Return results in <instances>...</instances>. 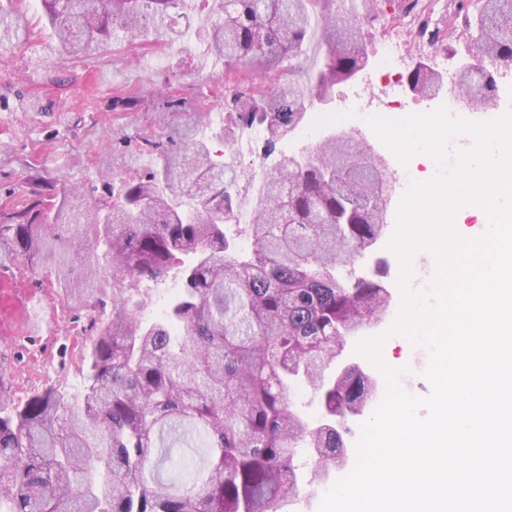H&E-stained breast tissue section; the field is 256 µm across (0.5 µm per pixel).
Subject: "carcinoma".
<instances>
[{
    "label": "carcinoma",
    "instance_id": "1",
    "mask_svg": "<svg viewBox=\"0 0 512 512\" xmlns=\"http://www.w3.org/2000/svg\"><path fill=\"white\" fill-rule=\"evenodd\" d=\"M341 2L220 0L212 12L199 0L212 54L270 78L224 99L225 136L261 126L263 157L277 154L306 112L365 64L360 24ZM42 4L61 49L83 58L122 33L167 28L185 0ZM451 5L479 57L512 66V0ZM30 25L24 10L0 6V46L24 43ZM316 34L322 59L304 73ZM439 75L425 64L407 81L427 95ZM453 77L478 105L496 96L480 67ZM183 134L160 167L108 188L110 205L85 210L65 193L50 213L36 186L30 206L0 213V243L30 262L46 225L84 223L97 226L90 250L112 278L156 281L174 269L179 280L146 324L129 299L112 298L92 323L80 392L48 386L18 403L0 392V512H283L347 462L351 422L377 382L358 364L326 370L391 305L382 267L351 270L383 236V174L363 145L333 136L280 156L241 226L231 170L202 126ZM298 383L319 395L325 417L315 427L293 406ZM177 443L203 449L206 463L173 460Z\"/></svg>",
    "mask_w": 512,
    "mask_h": 512
}]
</instances>
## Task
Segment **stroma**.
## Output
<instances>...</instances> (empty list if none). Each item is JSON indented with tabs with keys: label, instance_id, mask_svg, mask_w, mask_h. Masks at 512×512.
<instances>
[{
	"label": "stroma",
	"instance_id": "35a3bbf8",
	"mask_svg": "<svg viewBox=\"0 0 512 512\" xmlns=\"http://www.w3.org/2000/svg\"><path fill=\"white\" fill-rule=\"evenodd\" d=\"M29 18L36 20L35 34L23 46L0 49V210L30 204L29 175L42 177L47 186L45 205L61 192L82 194L88 204L100 205L104 185L145 174L161 161L163 150L180 147L177 130L184 118L177 109L164 108L167 100L184 99L203 107L213 129L224 122V95L249 76L241 68L225 69L206 52V17L186 4L176 17V36H120L88 59H72L57 51L51 28L41 19V0H26ZM363 40L370 62H377L383 43L392 31L404 40H415L409 57L396 67L400 80L397 98L404 114L425 113L435 102L413 97L405 77L416 61L438 71L447 67L448 15L436 11L427 19V33L416 37L415 27L400 11L396 0H358ZM347 83L336 85L332 102L292 132L289 145L302 148V131L327 135L373 137L361 113L343 111ZM137 98L134 109L113 108L118 95ZM87 224H52L44 233V247L34 261L21 255L0 261V272L14 287L36 301L33 321L51 320L53 329L38 334L22 329L13 338L0 340V386L19 400L52 384L79 392L82 357L90 343L91 325L99 315V300H111L112 282L91 274L93 257L80 252L79 244L93 237ZM388 262L385 281L392 304L385 318L366 330V337L384 336L381 358L401 370L400 383L408 393L424 397L431 385L423 376L428 350L407 337L389 335L401 305L397 285L401 265L387 248L362 254L357 266Z\"/></svg>",
	"mask_w": 512,
	"mask_h": 512
}]
</instances>
